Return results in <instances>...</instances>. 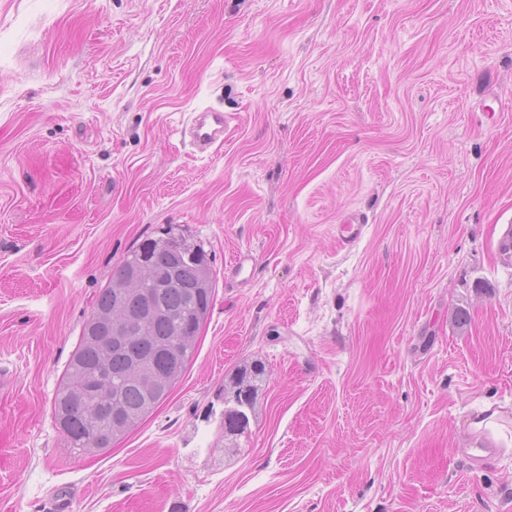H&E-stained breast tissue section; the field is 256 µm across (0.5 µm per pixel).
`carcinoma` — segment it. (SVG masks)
<instances>
[{"instance_id": "carcinoma-1", "label": "carcinoma", "mask_w": 512, "mask_h": 512, "mask_svg": "<svg viewBox=\"0 0 512 512\" xmlns=\"http://www.w3.org/2000/svg\"><path fill=\"white\" fill-rule=\"evenodd\" d=\"M171 241L185 242L187 246L178 260L179 277L184 287L167 288L160 296L166 317L139 318L133 311L116 314L126 323L128 332L122 337V342L107 353L100 345L91 343L88 336H80L55 396L57 402L78 399L76 390L81 381L99 370L102 358H108L112 372V409L134 416L118 431L120 435L136 428L167 399L194 355L197 336L193 335L192 325L203 326L213 306L215 288L210 254L203 244L184 231L172 225L162 228L157 235L146 237L126 253L112 273V286L100 290L93 303L94 315L112 310L116 291L128 285L134 270L147 263L158 268L170 262L171 254L165 244ZM147 339L175 343L182 353L180 364L173 370L168 369L166 355L160 353L153 357L147 370L133 372L131 351L126 345H138ZM155 374L169 377L166 390L154 392L149 388L148 381ZM267 376L266 365L260 360H253L239 366L231 380L224 382V435H241L247 430ZM86 410L89 418H76L63 429L68 448L78 454L109 451L100 443L102 417L95 416L102 407L90 403Z\"/></svg>"}]
</instances>
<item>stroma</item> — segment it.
<instances>
[{
	"instance_id": "obj_1",
	"label": "stroma",
	"mask_w": 512,
	"mask_h": 512,
	"mask_svg": "<svg viewBox=\"0 0 512 512\" xmlns=\"http://www.w3.org/2000/svg\"><path fill=\"white\" fill-rule=\"evenodd\" d=\"M170 224L212 256L195 355L73 455L53 402L95 296ZM511 227L512 0H0V512H512ZM230 117L213 106L195 109L184 123L183 133L201 154L214 152L224 144V128ZM359 215L349 213L342 224L336 227V244L345 248L355 243L361 236L363 224H360ZM254 264L250 251H238L224 268V279L239 288L245 286L252 278ZM268 372L260 360L240 365L229 382H224V436L243 434L249 427V414H254L259 391L266 382ZM246 404L241 410L239 406Z\"/></svg>"
}]
</instances>
